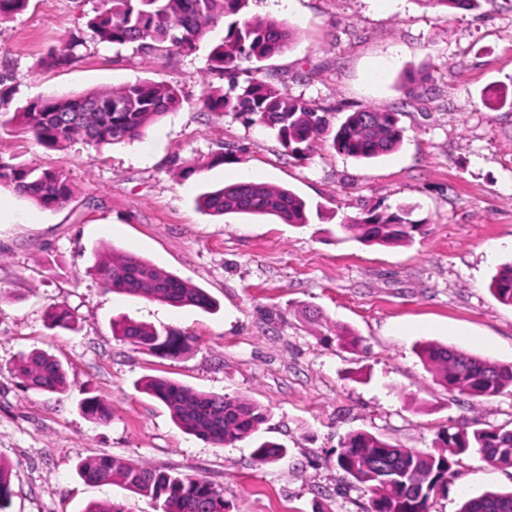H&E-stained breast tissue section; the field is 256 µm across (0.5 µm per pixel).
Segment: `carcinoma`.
<instances>
[{"instance_id": "obj_1", "label": "carcinoma", "mask_w": 512, "mask_h": 512, "mask_svg": "<svg viewBox=\"0 0 512 512\" xmlns=\"http://www.w3.org/2000/svg\"><path fill=\"white\" fill-rule=\"evenodd\" d=\"M443 13L476 10L480 0H420ZM29 0H0V22L24 11ZM249 0H101L87 25L101 42L130 46L150 56L157 53L189 54L218 25L230 17L224 38L213 47L209 70L228 78V88L205 89L200 99L209 112L232 114L244 122L276 133L289 155L303 158L313 144L331 137L335 152L356 159H377L397 151L404 139L398 113L363 107L345 116L331 130L325 113L301 96H293L261 74L260 63L283 52L292 30L282 21L245 12ZM83 42L66 40L38 61L41 68L68 67L80 57ZM248 74L244 84L237 75ZM183 98L166 82L128 84L105 91L69 97L51 96L27 105L9 120L51 150H65L75 140L89 146L122 144L140 139L159 118L182 106ZM13 188L43 207L65 202L71 193L67 178L56 171L16 165L0 158V186ZM205 213L272 216L285 224L308 223V205L290 189L267 183L238 182L205 191L196 198ZM414 207L402 205L392 213L368 212L347 218L342 230L367 245L410 244L421 225L410 219ZM89 271L112 292L160 301L174 308H217L203 289L176 275L158 270L146 259L112 249L108 258ZM490 290L502 304L512 306V263L499 268ZM55 328L74 326V312L65 305L51 307ZM112 334L139 350L179 358L191 348L192 337L172 328L121 317L112 322ZM419 354L436 382L451 392L476 401L495 397L512 388V365L490 362L438 343L418 345ZM27 390L62 394L67 390L64 368L54 356L34 352L13 369ZM144 390L169 409L185 433L214 445L254 438L268 413L249 399L201 392L166 379H150ZM80 411L106 423L111 409L97 396L79 403ZM286 452L281 445L261 441L253 451L256 465L277 460ZM475 452L488 464L512 468V427L486 425L469 429L446 428L438 434V451L418 453L392 445L374 434L349 433L336 452V466L352 483L371 495L372 512H431L433 500L448 490L457 477L461 456ZM80 477L91 484L120 481L128 491L149 500L153 512H227L224 490L206 478L122 460L109 455L84 460ZM11 498V473L0 464V512ZM458 512H512V491H485L465 500Z\"/></svg>"}]
</instances>
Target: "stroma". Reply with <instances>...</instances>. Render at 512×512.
<instances>
[{
  "label": "stroma",
  "instance_id": "1",
  "mask_svg": "<svg viewBox=\"0 0 512 512\" xmlns=\"http://www.w3.org/2000/svg\"><path fill=\"white\" fill-rule=\"evenodd\" d=\"M100 0H29L0 24V158L67 176L68 200L45 208L0 187V462L12 470L8 512H83L118 502L153 512L117 483L91 485L85 459L110 455L198 474L223 488L228 512H371L369 493L347 488L336 465L343 438L368 431L402 448L435 450L439 430L512 422V392L474 401L436 383L416 353L437 342L512 363V306L489 285L512 261V0L440 17L421 0H249L248 13L284 21L294 38L264 61L265 74L325 110L331 125L365 106L398 113L393 154L358 160L317 143L289 156L267 129L197 103L202 85L222 89L208 55L216 26L190 54L149 57L96 42L87 28ZM81 35L86 46L63 69L40 57ZM412 72L427 74L409 85ZM145 80L178 88L181 108L142 139L63 151L11 124L46 95L71 96ZM227 152L224 163L212 157ZM192 164L189 178L178 167ZM238 181L289 188L310 206L302 226L271 216L199 211L204 188ZM413 206L422 231L409 245H365L339 230L349 216ZM118 248L206 290L215 312L173 308L112 293L87 274L97 253ZM57 303L75 330L48 329ZM126 316L195 338L170 359L112 334ZM362 339L353 353L334 336ZM42 350L67 370L63 394L24 390L13 375ZM147 377L241 396L267 410L264 439L281 459L256 465L249 442L224 447L183 432L143 392ZM99 396L97 422L79 409ZM459 476L431 512H458L487 490L511 491L512 469L463 456ZM80 411L99 422L105 423L111 417V409L98 396H89L82 399L79 403Z\"/></svg>",
  "mask_w": 512,
  "mask_h": 512
}]
</instances>
